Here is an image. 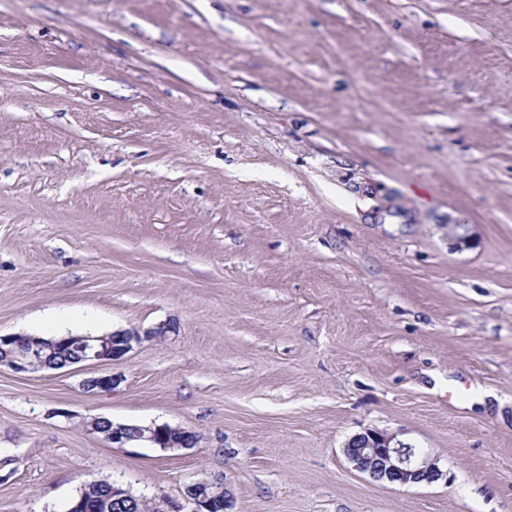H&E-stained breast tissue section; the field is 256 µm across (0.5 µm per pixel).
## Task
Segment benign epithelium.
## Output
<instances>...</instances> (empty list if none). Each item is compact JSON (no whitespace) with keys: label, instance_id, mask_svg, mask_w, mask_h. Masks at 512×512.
Here are the masks:
<instances>
[{"label":"benign epithelium","instance_id":"1","mask_svg":"<svg viewBox=\"0 0 512 512\" xmlns=\"http://www.w3.org/2000/svg\"><path fill=\"white\" fill-rule=\"evenodd\" d=\"M448 241L457 250L470 246L471 234L468 224L448 225ZM176 331V324L168 323L154 330L140 331L123 329L101 336L69 335L59 340H44L30 337L25 346L15 342L13 336H0V365L4 364L16 373H33L47 363L42 356L64 349L70 352L67 365L81 363L117 362L122 360L134 346L153 336H164ZM118 379L108 372L84 381V388L111 390ZM90 430L103 436L104 440L118 448H133L149 445L163 450L186 448L188 444L175 429L168 425L115 424L111 421L90 422ZM345 455L355 469L366 473L376 482L400 485L432 483L442 477L436 462L418 449L401 441L397 434L368 429L354 436L345 446ZM214 491L206 494L199 483L192 482L185 488L183 501L160 499L157 512H213L214 505L230 512L231 498L223 480L211 482Z\"/></svg>","mask_w":512,"mask_h":512}]
</instances>
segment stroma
<instances>
[{
  "label": "stroma",
  "mask_w": 512,
  "mask_h": 512,
  "mask_svg": "<svg viewBox=\"0 0 512 512\" xmlns=\"http://www.w3.org/2000/svg\"><path fill=\"white\" fill-rule=\"evenodd\" d=\"M169 321L112 366L0 367V512L91 479L512 512V0H0V335ZM368 429L442 478L355 470ZM96 419L90 422V430L101 434L105 441L118 448H133L141 445H150L163 450L188 448V444L179 432L166 424L148 426L113 424L112 421L100 422Z\"/></svg>",
  "instance_id": "35a3bbf8"
}]
</instances>
